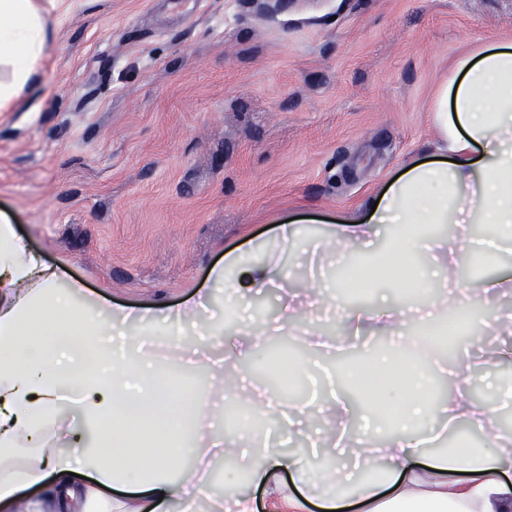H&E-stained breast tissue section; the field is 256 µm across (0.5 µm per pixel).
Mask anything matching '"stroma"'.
<instances>
[{"mask_svg": "<svg viewBox=\"0 0 512 512\" xmlns=\"http://www.w3.org/2000/svg\"><path fill=\"white\" fill-rule=\"evenodd\" d=\"M46 22L38 88L0 111V211L86 288L162 306L225 251L297 218L330 229L432 159L435 90L462 55L512 41V0H69ZM306 327L375 348L329 310ZM503 339L461 342L497 418ZM300 358L322 402L341 358Z\"/></svg>", "mask_w": 512, "mask_h": 512, "instance_id": "35a3bbf8", "label": "stroma"}]
</instances>
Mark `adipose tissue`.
Listing matches in <instances>:
<instances>
[{
    "instance_id": "obj_1",
    "label": "adipose tissue",
    "mask_w": 512,
    "mask_h": 512,
    "mask_svg": "<svg viewBox=\"0 0 512 512\" xmlns=\"http://www.w3.org/2000/svg\"><path fill=\"white\" fill-rule=\"evenodd\" d=\"M44 10L38 0H0V69L8 74L0 79V109L38 80L48 41ZM432 123L437 159L409 164L378 196L376 209L343 220L315 244L360 254L363 277L393 272L402 283L422 280L431 308L426 315L397 305L351 308L336 280L313 283L307 301L292 300L283 255L299 235L295 224L277 225L248 248L226 251L210 270L209 287L178 305L133 310L87 293L66 262L43 261L0 213V512H171L174 502L208 498L206 466L215 457L242 458L240 469L225 471V487L246 479L263 488L276 512H302L308 501L323 512L348 503L361 512H512V433L497 431L486 408L471 401L467 366L458 368L442 412L446 423L486 430L488 445L447 448L422 464V448L437 436L429 424L431 376L413 368L404 351L378 352L366 368H347L351 382L365 369L379 377L365 391V415L393 406L399 419L395 437L381 447L364 434L324 443L329 457L347 454L358 466L357 475L342 476L274 449L258 450L248 428L232 438L204 431L219 401L248 417L276 414L291 430L312 420V411L251 389L232 371L207 391L171 394L160 364L141 353L153 328L163 330L175 359L188 329L223 335V322L205 315L216 288L227 297L231 317L244 293L274 292L286 324H299L307 304L320 303L341 311L349 335H398L415 345L419 330L448 311L443 289L462 276L459 254L477 252L467 225L495 227L490 259L512 254V43L490 42L458 59L433 104ZM383 226L394 230V242L377 261L371 245ZM489 290L512 296V277L470 289L464 325L474 336L508 333L498 354L512 358V314L485 305ZM131 325L140 334L130 335ZM107 336L123 337L119 356L105 353ZM139 418L152 420L157 434L134 433L131 423ZM187 457L194 468L183 466ZM284 469L286 482L279 478ZM115 489L123 498H112Z\"/></svg>"
}]
</instances>
